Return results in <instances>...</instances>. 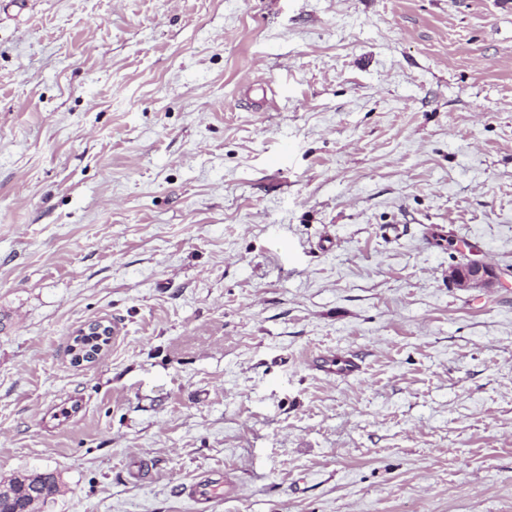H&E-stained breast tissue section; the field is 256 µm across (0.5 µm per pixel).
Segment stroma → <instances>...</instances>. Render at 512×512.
<instances>
[{
  "instance_id": "1",
  "label": "stroma",
  "mask_w": 512,
  "mask_h": 512,
  "mask_svg": "<svg viewBox=\"0 0 512 512\" xmlns=\"http://www.w3.org/2000/svg\"><path fill=\"white\" fill-rule=\"evenodd\" d=\"M214 470L211 512H512V0H0V480ZM450 277L459 285L470 284L489 285L492 281L488 267L480 261L473 260L453 270ZM112 326L95 321L83 328L74 338L71 354L75 363L93 362L110 342Z\"/></svg>"
}]
</instances>
